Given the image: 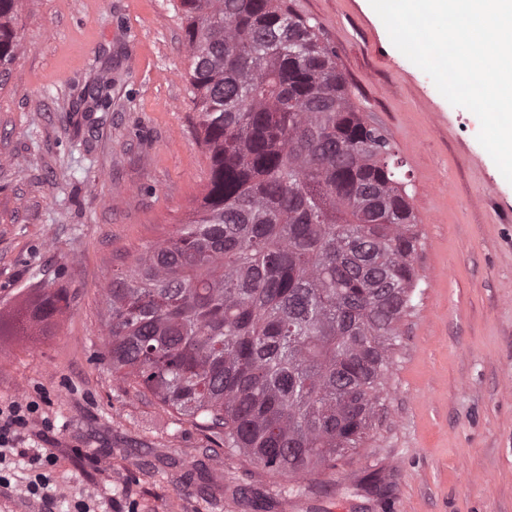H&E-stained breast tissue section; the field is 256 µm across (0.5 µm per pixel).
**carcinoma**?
Masks as SVG:
<instances>
[{"label": "carcinoma", "instance_id": "obj_1", "mask_svg": "<svg viewBox=\"0 0 512 512\" xmlns=\"http://www.w3.org/2000/svg\"><path fill=\"white\" fill-rule=\"evenodd\" d=\"M0 0V73L20 39ZM210 176L105 289L112 372L300 483L380 425L418 220L388 134L288 0H180Z\"/></svg>", "mask_w": 512, "mask_h": 512}]
</instances>
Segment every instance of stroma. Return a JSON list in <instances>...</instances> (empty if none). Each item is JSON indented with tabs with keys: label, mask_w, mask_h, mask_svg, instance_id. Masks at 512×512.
<instances>
[{
	"label": "stroma",
	"mask_w": 512,
	"mask_h": 512,
	"mask_svg": "<svg viewBox=\"0 0 512 512\" xmlns=\"http://www.w3.org/2000/svg\"><path fill=\"white\" fill-rule=\"evenodd\" d=\"M291 2L393 141L420 221L385 424L297 487L113 377L104 290L209 178L178 0H25L0 87V404L35 402L49 427L28 443L57 463L47 508L15 458L0 512H512V184L369 0ZM104 74L111 107L85 111Z\"/></svg>",
	"instance_id": "obj_1"
}]
</instances>
